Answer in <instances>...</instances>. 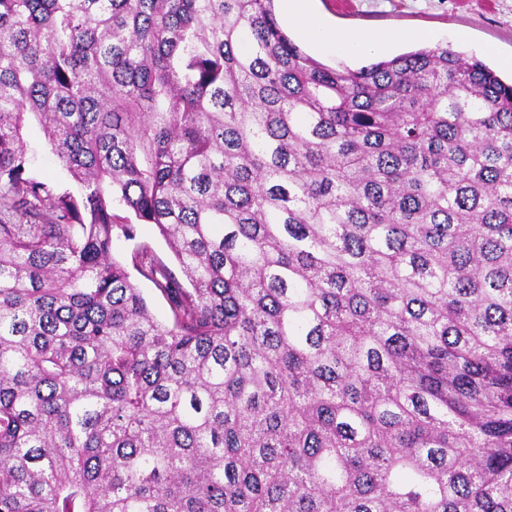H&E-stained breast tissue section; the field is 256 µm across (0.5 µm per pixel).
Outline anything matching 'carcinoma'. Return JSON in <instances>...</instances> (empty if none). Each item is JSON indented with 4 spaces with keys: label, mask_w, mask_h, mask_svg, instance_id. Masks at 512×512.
<instances>
[{
    "label": "carcinoma",
    "mask_w": 512,
    "mask_h": 512,
    "mask_svg": "<svg viewBox=\"0 0 512 512\" xmlns=\"http://www.w3.org/2000/svg\"><path fill=\"white\" fill-rule=\"evenodd\" d=\"M0 512H512V83L327 67L274 0H0ZM24 138L28 146L27 156L31 171L36 176L47 179L78 196L80 194L79 185L53 155L43 129L36 120L31 119L27 123ZM114 212L121 216H128L135 228L133 239H126L122 235L114 236L112 239V257L128 265L133 282L141 289L147 303L153 314L161 321L167 322L169 317V305L166 298L154 287V285L144 279L132 267L131 255L135 249L142 243H148L153 250L154 256L163 265L171 269L178 279L185 282V277L181 273L169 245L158 234L153 224H140L129 212L117 208Z\"/></svg>",
    "instance_id": "1"
}]
</instances>
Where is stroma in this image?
I'll return each mask as SVG.
<instances>
[{"label":"stroma","mask_w":512,"mask_h":512,"mask_svg":"<svg viewBox=\"0 0 512 512\" xmlns=\"http://www.w3.org/2000/svg\"><path fill=\"white\" fill-rule=\"evenodd\" d=\"M311 9L337 26L409 32V40L385 49L384 57L426 47L422 35L432 31L437 43L477 56L503 79L512 78V70L501 64L502 59L512 57V0H312ZM24 138L31 171L60 188L79 193V185L53 155L37 121L27 123ZM143 243L151 246L157 261L176 269L169 245L152 224H136L133 239L113 237L111 254L121 262H130L132 253Z\"/></svg>","instance_id":"1"}]
</instances>
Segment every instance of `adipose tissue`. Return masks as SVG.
I'll return each instance as SVG.
<instances>
[{"instance_id": "adipose-tissue-1", "label": "adipose tissue", "mask_w": 512, "mask_h": 512, "mask_svg": "<svg viewBox=\"0 0 512 512\" xmlns=\"http://www.w3.org/2000/svg\"><path fill=\"white\" fill-rule=\"evenodd\" d=\"M286 19L313 46L326 53L344 52L364 55L383 51L389 45L404 41V31L367 34L354 29H336L320 21L311 11L309 0H283Z\"/></svg>"}]
</instances>
